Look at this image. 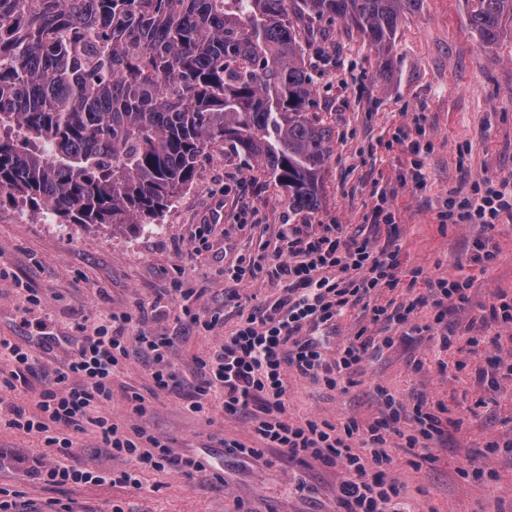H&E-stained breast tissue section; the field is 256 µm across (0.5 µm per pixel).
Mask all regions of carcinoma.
I'll list each match as a JSON object with an SVG mask.
<instances>
[{"instance_id":"obj_1","label":"carcinoma","mask_w":512,"mask_h":512,"mask_svg":"<svg viewBox=\"0 0 512 512\" xmlns=\"http://www.w3.org/2000/svg\"><path fill=\"white\" fill-rule=\"evenodd\" d=\"M421 0H0V205L67 224H157L227 144L319 205L332 133L313 113L299 22L390 52ZM493 45L512 0H472Z\"/></svg>"}]
</instances>
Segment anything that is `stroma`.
Returning a JSON list of instances; mask_svg holds the SVG:
<instances>
[{
  "instance_id": "35a3bbf8",
  "label": "stroma",
  "mask_w": 512,
  "mask_h": 512,
  "mask_svg": "<svg viewBox=\"0 0 512 512\" xmlns=\"http://www.w3.org/2000/svg\"><path fill=\"white\" fill-rule=\"evenodd\" d=\"M469 0H423L398 22L392 50L382 56L361 34L327 16L304 18L300 46L315 91L314 111L333 133L316 210L297 211L286 192L270 182L255 163L229 148L211 149L200 176L181 193L161 223L140 231L62 224L45 213L0 206V337L30 346L32 336H74L105 311L142 312V328L156 334L180 333L171 361L191 377L195 361L231 335L240 321L278 299L283 285L268 280L225 281V266L242 256L274 253L279 225L303 232L338 225L344 236L370 238L375 251L395 253L399 282L376 290L347 309L335 325L315 329L327 358L359 331L391 336L395 343L369 350L352 385L330 389L287 372L285 418L338 425L353 418L367 424L382 410L380 390L405 406L414 394L444 403L460 420L433 461L409 463L398 437H391L396 463L388 480L401 489L406 512H512V328L489 325L500 291L512 292V223L491 232L460 221L441 223L449 190L471 195L475 185L512 183V33L484 44L470 24ZM424 183H417L416 173ZM385 206L395 221L374 224ZM491 235L499 256L486 270L469 257L476 239ZM471 281L468 303L449 308L454 331L447 356L434 341L403 337L398 324L375 323V306H399L422 286H410V272ZM194 289L193 306L218 316L212 331L179 321L178 304L149 309V302L174 287ZM41 304L26 317L32 297ZM499 335V345L473 347L468 336ZM71 348L43 352L40 371L26 383L0 389V404L33 403L42 372H53ZM447 371H440L439 358ZM147 362L130 358L112 380L106 406L115 423H129L127 389L147 392ZM187 389L161 391L150 398L148 426L169 442L175 454L201 459L206 469L185 475L173 469L145 470L140 489L119 484L46 488L23 469L20 458L43 453L39 434L9 428L0 420V487L19 492L22 501L54 496L73 502L75 512H345L339 495L340 468L311 460L288 461L272 448L259 458L231 455L224 440L252 447L261 442L248 416L229 417L214 409L203 418L189 412ZM70 462L104 475L129 468L113 457L92 430L71 431ZM500 444L497 454L486 444ZM482 475L461 474L467 461Z\"/></svg>"
}]
</instances>
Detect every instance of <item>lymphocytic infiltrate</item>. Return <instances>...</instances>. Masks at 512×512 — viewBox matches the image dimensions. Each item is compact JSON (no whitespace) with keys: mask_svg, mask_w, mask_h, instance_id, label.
<instances>
[{"mask_svg":"<svg viewBox=\"0 0 512 512\" xmlns=\"http://www.w3.org/2000/svg\"><path fill=\"white\" fill-rule=\"evenodd\" d=\"M441 217L446 222L460 218L494 229L501 218L512 220V188L489 184L477 189L474 198H448ZM277 236L281 246L275 254L240 259L224 269L223 275L236 282L260 278L284 282L283 297L266 304L259 314L247 316L231 336L198 358L192 382H184L172 368L174 337L142 328L131 330V314L105 313L101 324L82 336L72 354L53 372L34 409L19 404L10 409L9 427L42 434L46 447L57 451L56 460H33L31 472L51 486L93 481L94 473L69 464L73 443L62 434L63 429L81 430L88 425L99 430L114 456L135 461L134 470L120 472L118 483L139 487L143 469L170 467L187 475L204 471L200 459L179 456L165 439L137 422L121 426L106 413L112 378L130 353L136 352L152 364L153 391L172 392L186 385L191 389L189 409L195 414L206 415L220 408L228 416H250L263 448L230 441L226 444L230 453L258 458L270 447L295 462L314 459L327 466H341L344 476L339 490L346 512H386L400 495L398 486L384 479L386 469L394 463L390 434L398 431L402 419H409L410 430L402 437L406 452L428 450L431 442L448 434L446 407L428 405L420 395L408 410L387 393L380 418L365 427L353 418L340 428L312 419L290 423L284 418V372L294 370L333 389L358 368L370 348L393 345L390 336L358 335L329 359L318 342L303 336L302 331L335 323L352 299L380 284H396L395 257L375 255L369 239L345 238L335 226L323 235L304 237L283 224ZM413 275L422 278L425 286L419 302L431 303L436 311L433 324L425 331L438 338L440 350H448V305L467 303L471 284L426 278L418 269ZM39 362L36 350L0 338V386H13Z\"/></svg>","mask_w":512,"mask_h":512,"instance_id":"1","label":"lymphocytic infiltrate"}]
</instances>
